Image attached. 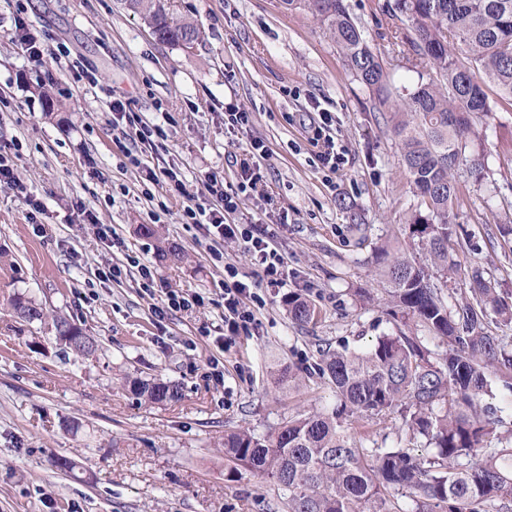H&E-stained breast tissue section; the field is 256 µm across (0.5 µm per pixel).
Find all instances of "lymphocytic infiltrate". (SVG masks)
<instances>
[{
    "instance_id": "f902f5d3",
    "label": "lymphocytic infiltrate",
    "mask_w": 512,
    "mask_h": 512,
    "mask_svg": "<svg viewBox=\"0 0 512 512\" xmlns=\"http://www.w3.org/2000/svg\"><path fill=\"white\" fill-rule=\"evenodd\" d=\"M333 124L332 114L321 112L310 118L307 127L318 168L332 175L340 171L346 161L345 151L337 145L333 135ZM112 128L132 143L133 149L128 152L127 159L136 167L141 165L144 153L158 150L168 139L162 125L147 123L131 109L129 102L117 97L112 100ZM265 155L266 147L261 141L251 142L248 149L232 157V164L237 169L235 183L225 184L223 175L211 172L201 178L202 189L196 195L188 191L186 176L180 166L164 167L162 175L170 193L180 202L181 221L202 228V237L211 242L210 253L214 258L222 256L214 246L215 241L238 243L252 255L261 270L262 281L278 288L283 284L287 265L285 256L272 240L258 232L255 224L226 221L227 215L237 212L240 197L257 193L262 187ZM224 277V335L229 338L248 332L254 326L256 316L254 308L247 303L248 284L239 281L236 271L229 266L224 269Z\"/></svg>"
}]
</instances>
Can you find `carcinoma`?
Here are the masks:
<instances>
[{
	"label": "carcinoma",
	"mask_w": 512,
	"mask_h": 512,
	"mask_svg": "<svg viewBox=\"0 0 512 512\" xmlns=\"http://www.w3.org/2000/svg\"><path fill=\"white\" fill-rule=\"evenodd\" d=\"M156 37L180 46L201 38L197 23L178 16L171 0H124ZM309 12L344 55L349 70L381 106L391 110L389 133L418 202L410 238L426 252V264L396 245L377 253L384 304L446 342L431 357L418 336L385 334L366 350L326 349L314 373L336 393L330 410L283 419L258 435H224V455L236 474L267 479L277 487L285 512H512V438H487L499 420L482 404L491 376L512 374V353L487 325L488 312L512 324V306L492 281L475 270L471 297L451 311L435 277L455 274L448 264L457 201L456 174L464 163L482 173L484 156L466 155L480 138L478 125L492 112L487 89L512 102V0H394L385 15L401 24L414 54V68L429 71L407 93L391 91L390 71L351 16L346 0H283ZM24 321L51 319L57 339L83 330L66 316L17 299ZM288 315L299 324L315 320V305L300 293L288 296ZM128 391L154 404L176 403L180 387L138 377ZM395 414L421 453L409 448H365L347 433L352 417Z\"/></svg>",
	"instance_id": "cac0c4a2"
}]
</instances>
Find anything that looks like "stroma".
Returning <instances> with one entry per match:
<instances>
[{
  "label": "stroma",
  "instance_id": "1",
  "mask_svg": "<svg viewBox=\"0 0 512 512\" xmlns=\"http://www.w3.org/2000/svg\"><path fill=\"white\" fill-rule=\"evenodd\" d=\"M351 14L385 63L396 87L417 83L408 43L393 44L384 27L387 0H347ZM24 6L31 34L48 51L28 61L13 16ZM203 37L192 48L159 41L121 0H0V142L19 139L17 176L45 212L25 219L17 192L0 185V512H283L270 482L230 473L224 434L265 433L282 418L333 406L318 375L296 389L276 382L277 369L313 365L323 348L361 350L415 322L382 314L375 256L385 242L410 247L408 215L417 199L388 113L375 108L343 54L312 16L282 0H177ZM66 42L70 58L90 64L100 86L72 81L51 52ZM60 108L46 114L42 92ZM164 125L166 149L133 168L108 124L112 96ZM250 115L231 133L224 113ZM332 113L347 162L328 187L313 163L304 120ZM264 142V186L274 204L241 198L229 221H253L284 254L286 283L269 288L236 244L214 260L196 225L156 174L174 162L190 192L208 172L234 181L228 156ZM484 154L483 179L461 169L451 259L461 272L442 297L455 306L480 269L512 302V106L494 102L487 136L470 146ZM112 227L99 240L79 211ZM153 228L142 235L140 226ZM182 252L181 260L163 249ZM153 270V294L140 286L138 265ZM119 266L107 279L103 270ZM261 300L257 324L225 343L224 268ZM200 293L202 306L156 317L167 290ZM319 313L308 324L288 315L290 293ZM22 295L65 314L99 343L96 357L66 350L48 324L25 322L10 308ZM179 384L182 398L147 404L122 387L124 376ZM348 430L367 448L411 447L397 416L352 419ZM71 462V472L56 467Z\"/></svg>",
  "mask_w": 512,
  "mask_h": 512
}]
</instances>
